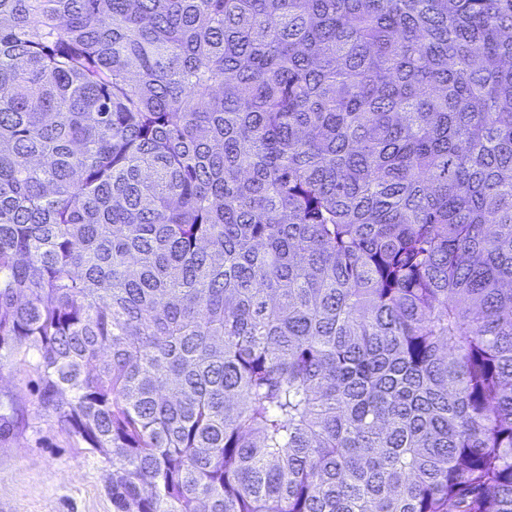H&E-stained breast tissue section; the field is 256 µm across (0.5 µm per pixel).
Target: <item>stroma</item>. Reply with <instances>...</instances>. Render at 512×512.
<instances>
[{
    "mask_svg": "<svg viewBox=\"0 0 512 512\" xmlns=\"http://www.w3.org/2000/svg\"><path fill=\"white\" fill-rule=\"evenodd\" d=\"M33 362L0 368V512H114L112 465L41 413Z\"/></svg>",
    "mask_w": 512,
    "mask_h": 512,
    "instance_id": "stroma-1",
    "label": "stroma"
}]
</instances>
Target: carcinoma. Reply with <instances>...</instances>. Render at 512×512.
Wrapping results in <instances>:
<instances>
[{
    "instance_id": "cac0c4a2",
    "label": "carcinoma",
    "mask_w": 512,
    "mask_h": 512,
    "mask_svg": "<svg viewBox=\"0 0 512 512\" xmlns=\"http://www.w3.org/2000/svg\"><path fill=\"white\" fill-rule=\"evenodd\" d=\"M115 512H512V0H0V366Z\"/></svg>"
}]
</instances>
